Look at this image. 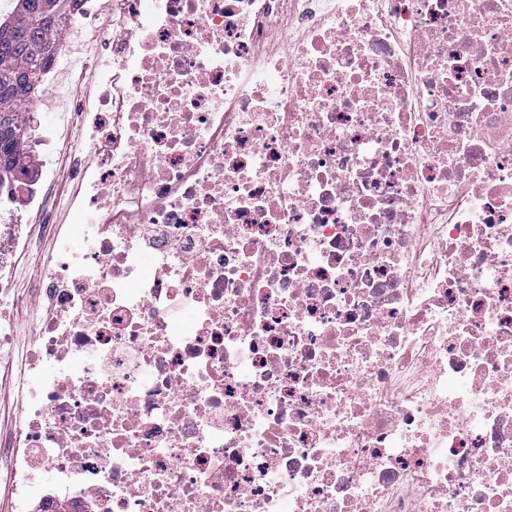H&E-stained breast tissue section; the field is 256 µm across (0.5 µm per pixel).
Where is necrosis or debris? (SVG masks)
Listing matches in <instances>:
<instances>
[{"label":"necrosis or debris","mask_w":512,"mask_h":512,"mask_svg":"<svg viewBox=\"0 0 512 512\" xmlns=\"http://www.w3.org/2000/svg\"><path fill=\"white\" fill-rule=\"evenodd\" d=\"M73 16L43 95L101 93L41 163L81 143L91 244L42 279L14 512H512V0ZM67 88L68 106H72L78 102H91L97 96V88L88 77L83 80H72Z\"/></svg>","instance_id":"4bbe7bcc"}]
</instances>
